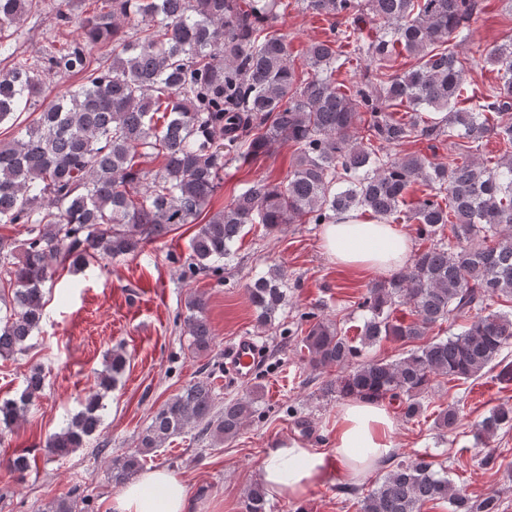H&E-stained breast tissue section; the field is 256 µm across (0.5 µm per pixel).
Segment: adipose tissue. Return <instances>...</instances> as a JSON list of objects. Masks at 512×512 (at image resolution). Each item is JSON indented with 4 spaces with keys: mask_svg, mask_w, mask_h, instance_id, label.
I'll return each mask as SVG.
<instances>
[{
    "mask_svg": "<svg viewBox=\"0 0 512 512\" xmlns=\"http://www.w3.org/2000/svg\"><path fill=\"white\" fill-rule=\"evenodd\" d=\"M322 248L337 264L390 274L410 260L411 240L395 225L338 214L324 225ZM395 421L382 403L350 400L336 415L333 448L320 451L296 441L266 449L259 480L271 492L300 499L338 478L352 481L385 461L395 446ZM182 480L165 469L142 473L113 500V512H191Z\"/></svg>",
    "mask_w": 512,
    "mask_h": 512,
    "instance_id": "1",
    "label": "adipose tissue"
}]
</instances>
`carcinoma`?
I'll use <instances>...</instances> for the list:
<instances>
[{
	"label": "carcinoma",
	"instance_id": "1",
	"mask_svg": "<svg viewBox=\"0 0 512 512\" xmlns=\"http://www.w3.org/2000/svg\"><path fill=\"white\" fill-rule=\"evenodd\" d=\"M45 0H0V57L15 55L12 37ZM55 22L75 36L32 61L0 70V124L28 112L45 96L46 76L73 74L82 82L47 105L24 132L0 145V224L26 226L21 253L0 239V288L13 292L0 315V356L24 353L43 315L44 285L54 266L74 269L103 257L135 256L179 224H194L224 183V168L290 143L288 180H257L212 213L190 240L184 277L222 269L245 227L270 231L285 224H328L338 213L361 211L388 224L418 225L430 245L411 263L371 283L358 344L329 320L309 323L302 345L315 368L341 374L321 386L325 396L398 403L404 418L421 415L419 396L440 376L467 383L492 364L512 382L500 359L512 343V39L486 52L499 82L481 92L466 81L458 37L477 0H302L303 9L348 28L311 43L308 77L298 74L287 37L274 30L288 0H102L77 13L73 0H54ZM369 13L381 22L352 55L338 50ZM101 52L93 53L94 48ZM357 61L371 78L346 91L334 75ZM496 138L505 154L490 167L472 157ZM453 147L448 161L390 154L411 141ZM162 159L158 169L143 160ZM424 187L416 202L409 188ZM452 236L443 242L445 228ZM286 274L275 267L248 286L262 324L285 299ZM409 306L412 319L394 315ZM185 317L196 353L213 334L199 297ZM462 322L446 338L432 328ZM395 339L411 345L401 357L360 359L362 348ZM126 358L115 350L97 373L100 391L46 442L53 456L84 447L102 423V392L113 389ZM34 369L14 398L0 402L9 429L39 396ZM260 392L224 401L216 412L211 384L191 381L152 416L136 451L112 464V481L132 479L145 455L197 428L224 441L255 412ZM458 409L438 413L436 429L453 431ZM512 426V406L492 408L478 424L483 443ZM446 502L451 512H499V497L474 501L434 463L397 462L360 501V512H421ZM268 492L256 482L245 512H266Z\"/></svg>",
	"mask_w": 512,
	"mask_h": 512
}]
</instances>
